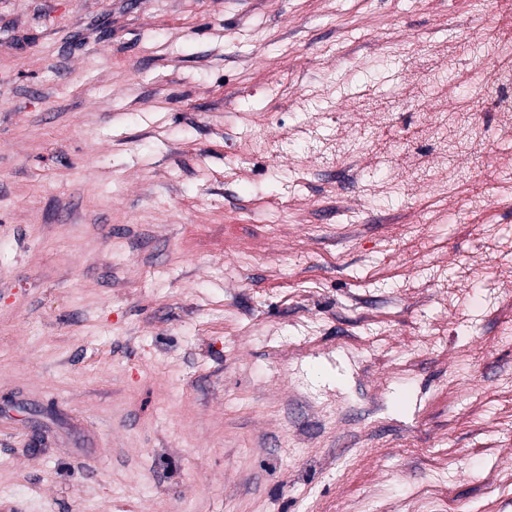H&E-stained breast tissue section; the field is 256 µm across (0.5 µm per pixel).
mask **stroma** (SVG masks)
Returning a JSON list of instances; mask_svg holds the SVG:
<instances>
[{"label":"stroma","mask_w":512,"mask_h":512,"mask_svg":"<svg viewBox=\"0 0 512 512\" xmlns=\"http://www.w3.org/2000/svg\"><path fill=\"white\" fill-rule=\"evenodd\" d=\"M475 34L512 0H0V512H512V288L446 286L512 141L494 207L414 178Z\"/></svg>","instance_id":"1"}]
</instances>
